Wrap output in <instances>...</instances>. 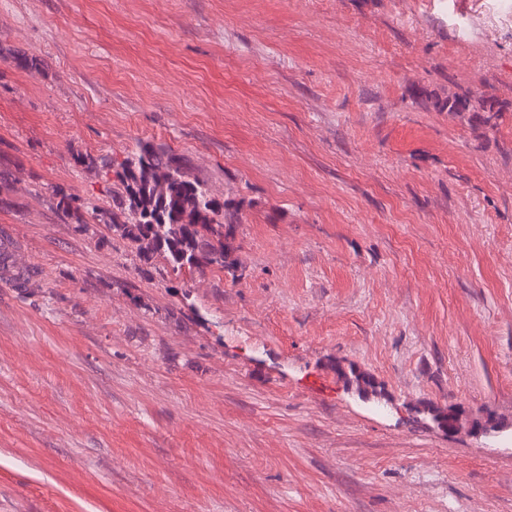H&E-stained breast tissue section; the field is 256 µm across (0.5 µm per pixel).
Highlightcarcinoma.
<instances>
[{
  "label": "carcinoma",
  "mask_w": 512,
  "mask_h": 512,
  "mask_svg": "<svg viewBox=\"0 0 512 512\" xmlns=\"http://www.w3.org/2000/svg\"><path fill=\"white\" fill-rule=\"evenodd\" d=\"M446 107L452 114L500 112L494 102L469 93L448 98ZM78 162L94 168L104 187L99 204L56 194L57 209L74 220L76 230L84 228L89 216L127 240L144 261L162 264L168 276L235 275L239 215L216 199L194 159L164 144L139 142L120 153ZM0 280L21 292L39 287L37 272L11 253H0ZM340 376L356 387L377 390L371 376L352 367Z\"/></svg>",
  "instance_id": "1"
}]
</instances>
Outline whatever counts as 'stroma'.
Instances as JSON below:
<instances>
[{
    "label": "stroma",
    "instance_id": "1",
    "mask_svg": "<svg viewBox=\"0 0 512 512\" xmlns=\"http://www.w3.org/2000/svg\"><path fill=\"white\" fill-rule=\"evenodd\" d=\"M0 46L44 63L0 59L41 281H0V512H512V438L414 418L512 424V0H0ZM140 142L238 212L236 277L56 209ZM446 107L448 108V112L452 114L478 112L477 109L483 112H493L494 114L489 116V119H492L498 112H501L500 108L496 107L494 102L476 98L470 93L457 94L449 97ZM420 405L423 409V414H427L429 418H432L433 415H442L445 419L448 418V415L451 416L448 423L431 422L434 427L442 431L454 432L462 426L463 420L467 422L468 427L473 434L484 438H498L507 429L506 425H503L492 415H482L472 417L470 419H464L463 411L456 406H454L453 411L448 413L447 407L435 406L431 402H421Z\"/></svg>",
    "mask_w": 512,
    "mask_h": 512
}]
</instances>
